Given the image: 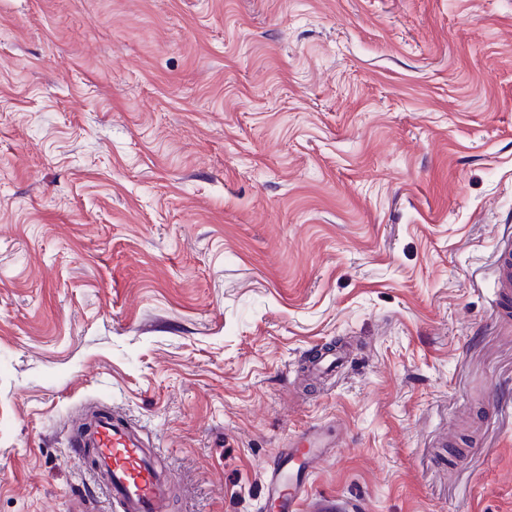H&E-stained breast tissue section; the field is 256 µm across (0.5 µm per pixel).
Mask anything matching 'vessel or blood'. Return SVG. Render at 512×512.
<instances>
[{"label": "vessel or blood", "mask_w": 512, "mask_h": 512, "mask_svg": "<svg viewBox=\"0 0 512 512\" xmlns=\"http://www.w3.org/2000/svg\"><path fill=\"white\" fill-rule=\"evenodd\" d=\"M495 272L501 294L512 296V240L500 244ZM69 445L78 457L92 452L94 471L120 512H171L169 473L114 411L93 413L89 428L71 432ZM335 446V437L321 427L291 438L265 472L266 504L275 512H335L334 502L311 491L320 461Z\"/></svg>", "instance_id": "b4317fda"}]
</instances>
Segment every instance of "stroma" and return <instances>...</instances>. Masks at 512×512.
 Segmentation results:
<instances>
[{"label":"stroma","mask_w":512,"mask_h":512,"mask_svg":"<svg viewBox=\"0 0 512 512\" xmlns=\"http://www.w3.org/2000/svg\"><path fill=\"white\" fill-rule=\"evenodd\" d=\"M509 237L512 0H0V512H103L91 400L175 512L318 423L340 512H512ZM496 279L500 293L512 299V240H505L499 245L496 256Z\"/></svg>","instance_id":"35a3bbf8"}]
</instances>
